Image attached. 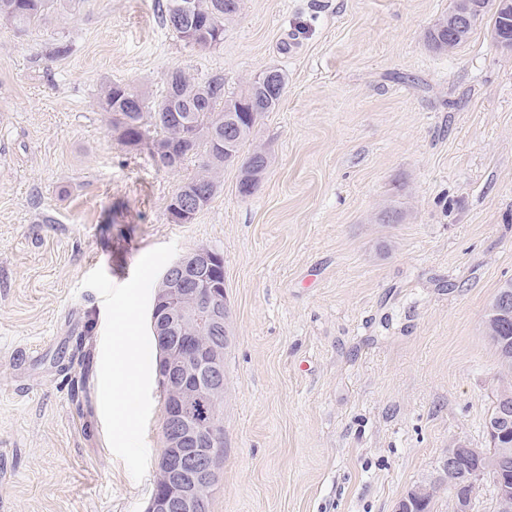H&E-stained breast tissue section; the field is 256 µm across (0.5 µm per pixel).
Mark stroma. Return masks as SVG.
Returning <instances> with one entry per match:
<instances>
[{
  "label": "stroma",
  "mask_w": 512,
  "mask_h": 512,
  "mask_svg": "<svg viewBox=\"0 0 512 512\" xmlns=\"http://www.w3.org/2000/svg\"><path fill=\"white\" fill-rule=\"evenodd\" d=\"M452 0H242L224 40L185 45L159 0H56L0 21V512H147L164 446L135 481L99 400L101 295L148 251L219 252L230 306L224 453L210 512H394L450 445L487 447L500 365L483 320L512 279V54L490 22L436 52ZM66 54H56L58 45ZM288 84L249 148L271 164L240 196L226 165L188 224L175 171L120 144L98 98H159L167 76ZM395 214L383 223L384 211ZM52 0H0V19L18 31H25L45 20L53 7Z\"/></svg>",
  "instance_id": "stroma-1"
}]
</instances>
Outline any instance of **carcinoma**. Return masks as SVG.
Returning a JSON list of instances; mask_svg holds the SVG:
<instances>
[{"instance_id":"obj_1","label":"carcinoma","mask_w":512,"mask_h":512,"mask_svg":"<svg viewBox=\"0 0 512 512\" xmlns=\"http://www.w3.org/2000/svg\"><path fill=\"white\" fill-rule=\"evenodd\" d=\"M218 4L219 17L201 13L193 22L185 25L177 20V6L181 0H167L162 11V22L180 39L186 32L196 33L199 48L206 49L224 40V22L234 18L241 9V0H214ZM53 7V0H0V19L9 22L19 31L45 20ZM427 45L434 51H443L448 45V30L434 24L426 32ZM287 77L278 71L268 83L258 88L250 83L239 96L224 94V76L213 74L196 81L182 72L171 76L165 95L152 100L122 83L107 85L99 97V106L108 116L112 132L118 140L131 149L147 147L154 164L171 169L190 157L198 159V172L206 174L210 181L197 176L184 181L167 205V218L176 224L182 220L181 201L187 196L208 205L218 189V174L226 164H240L241 176L238 192L243 197L252 195L262 174L270 163L268 154L254 149L244 152L257 120L267 112L275 111L282 100ZM250 95L257 100L258 110L240 131L233 136L231 153L224 154V144L209 139L212 130L224 128V112L234 106L238 97Z\"/></svg>"}]
</instances>
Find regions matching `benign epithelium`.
<instances>
[{
  "label": "benign epithelium",
  "instance_id": "7a95c632",
  "mask_svg": "<svg viewBox=\"0 0 512 512\" xmlns=\"http://www.w3.org/2000/svg\"><path fill=\"white\" fill-rule=\"evenodd\" d=\"M474 18L472 0H457L448 18L447 50L456 48L462 30ZM243 102L237 111L224 113V145L240 128ZM224 267V259L209 248L199 247L175 259L163 272L154 291L152 324L156 342L164 351L156 375L165 392V445L158 460L162 493L151 499L150 512H209L217 451L224 435L223 405L226 391L224 346L230 325L224 277L206 279L204 270ZM509 292L499 296L487 310L485 329L512 317ZM499 413L489 426L496 433L498 422L512 414V362L501 365L496 390ZM512 455L511 448H468L453 445L434 479L411 488L396 504L395 512H418L434 497L438 481L467 460L463 472L470 491L450 497L448 512H473L478 487L495 462ZM498 512H512V479L495 480Z\"/></svg>",
  "mask_w": 512,
  "mask_h": 512
}]
</instances>
